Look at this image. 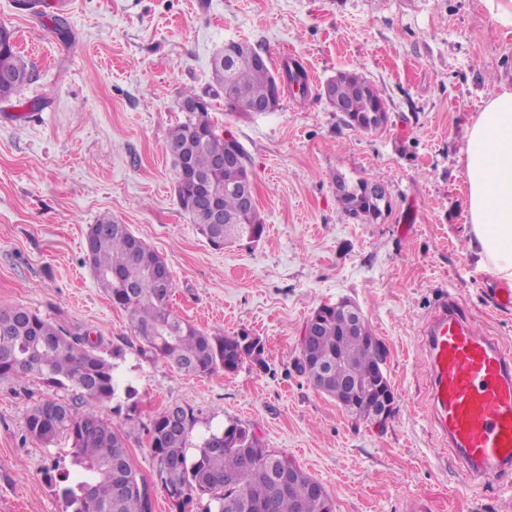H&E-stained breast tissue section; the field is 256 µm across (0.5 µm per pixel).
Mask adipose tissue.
Segmentation results:
<instances>
[{"instance_id": "1", "label": "adipose tissue", "mask_w": 512, "mask_h": 512, "mask_svg": "<svg viewBox=\"0 0 512 512\" xmlns=\"http://www.w3.org/2000/svg\"><path fill=\"white\" fill-rule=\"evenodd\" d=\"M462 162L470 246L483 268L512 281V90L487 101L467 131Z\"/></svg>"}]
</instances>
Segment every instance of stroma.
Wrapping results in <instances>:
<instances>
[{
    "instance_id": "35a3bbf8",
    "label": "stroma",
    "mask_w": 512,
    "mask_h": 512,
    "mask_svg": "<svg viewBox=\"0 0 512 512\" xmlns=\"http://www.w3.org/2000/svg\"><path fill=\"white\" fill-rule=\"evenodd\" d=\"M64 26H55L54 16ZM31 79L0 102V304L21 306L101 341L137 391L123 427L135 468L155 482L145 426L165 406L192 407L193 443L231 420L254 428L325 488L336 512H512V489L459 475L429 402L425 317L444 296L477 329L512 347V311L470 248L460 161L484 102L512 89V35L481 0H0ZM244 40L272 68L299 61L307 95L283 91L277 110L211 117L253 162L266 225L256 242L217 249L180 207L166 154L188 120L185 91L211 92V61ZM355 69L379 90L385 129L347 127L320 93ZM377 179L390 207L378 221L350 219L337 179ZM128 225L173 276L171 306L200 329L247 331L265 346L267 370L198 378L141 357L129 316L99 288L84 234L102 215ZM348 298L388 350L394 413L383 430L353 420L295 367L312 312ZM113 356V355H112ZM71 390L38 380L23 393L0 386V512H65L47 471L67 465L70 442L24 437L25 414Z\"/></svg>"
}]
</instances>
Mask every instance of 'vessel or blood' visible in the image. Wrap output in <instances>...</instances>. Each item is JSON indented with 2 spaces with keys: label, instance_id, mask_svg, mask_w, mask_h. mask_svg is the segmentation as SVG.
Segmentation results:
<instances>
[{
  "label": "vessel or blood",
  "instance_id": "obj_1",
  "mask_svg": "<svg viewBox=\"0 0 512 512\" xmlns=\"http://www.w3.org/2000/svg\"><path fill=\"white\" fill-rule=\"evenodd\" d=\"M435 424L467 480L512 483V349L476 329L455 298L423 326Z\"/></svg>",
  "mask_w": 512,
  "mask_h": 512
}]
</instances>
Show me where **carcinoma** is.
I'll use <instances>...</instances> for the list:
<instances>
[{
  "label": "carcinoma",
  "mask_w": 512,
  "mask_h": 512,
  "mask_svg": "<svg viewBox=\"0 0 512 512\" xmlns=\"http://www.w3.org/2000/svg\"><path fill=\"white\" fill-rule=\"evenodd\" d=\"M246 41L224 43V54L212 60V78L224 90V106L236 113V104L266 101L277 80L308 91V75L297 61H284L274 73L268 63ZM11 74L0 79V100H8L30 78L26 61L16 51L13 33L0 26V68ZM335 84L343 108V121L355 130L372 133L384 129L388 113L384 99L362 73L343 69L329 79ZM182 103L194 104L192 118L176 125L167 144L180 150L181 159H171L175 192L181 208L197 224L211 244L221 248L243 239L259 240L264 221L257 206H247L239 191L240 181L254 178L252 161L241 143L230 140L243 160L232 165L217 163L226 146L209 112L212 104L204 96L187 91ZM337 201L351 218L369 223L389 208L384 186L360 179L354 184L336 181ZM218 200L232 224L208 223L206 204ZM85 256L98 285L112 304L129 313L130 329L139 342V352L150 360H161L177 371L198 377L217 372H235L245 362L267 369L265 349L244 344L249 332L228 336L206 332L171 310L172 288L160 284L157 273L166 262L129 227L110 215L89 225ZM338 304H324L314 311L320 319L317 335L308 352L332 363L328 380L336 395V384L350 381L372 366V348L364 337L371 328L355 330ZM100 341L89 333L69 329L41 314L20 306L0 305V383L19 384L37 378L51 386L71 387L70 401L43 399L30 406L24 437L51 444L64 435L71 441L72 471L61 476L58 486L66 512H152L150 485L130 460L123 432L103 417L99 407L120 396L126 400V420L137 412L135 389L123 384L116 364L99 352ZM179 411L157 414L146 432L157 464L161 488L177 512H191L194 500L208 495L213 506L205 512H325L323 501L307 496L315 478L287 456L266 447L254 429L229 421L224 429L204 438L199 451L188 458L186 448L197 417L194 409L174 405ZM296 478L288 483V468Z\"/></svg>",
  "instance_id": "1"
}]
</instances>
